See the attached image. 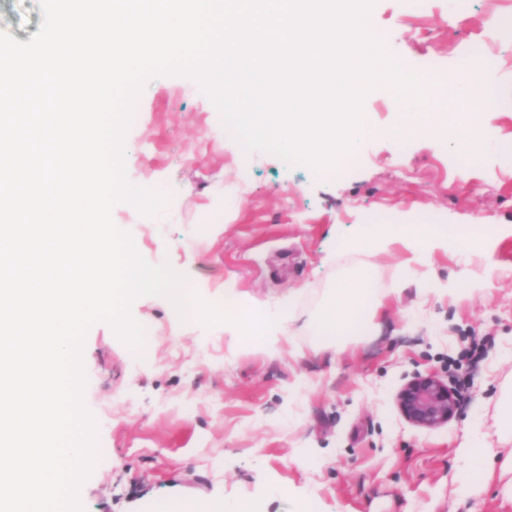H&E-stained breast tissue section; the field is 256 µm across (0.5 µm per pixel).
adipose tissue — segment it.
Wrapping results in <instances>:
<instances>
[{"label":"adipose tissue","mask_w":512,"mask_h":512,"mask_svg":"<svg viewBox=\"0 0 512 512\" xmlns=\"http://www.w3.org/2000/svg\"><path fill=\"white\" fill-rule=\"evenodd\" d=\"M447 241L448 236L443 231L422 224H375L353 240L352 245L356 248L368 245L382 252L397 246L404 248L410 256L404 261L403 269L411 277L424 254ZM389 294V289L375 287L371 267L345 270L335 286L328 289L322 307L309 316L306 325L322 347L342 349L372 323L383 298ZM286 318L285 312L272 313L242 303L235 313L225 316L224 330L232 336L241 333L251 336L258 349L274 356L285 340L283 323Z\"/></svg>","instance_id":"adipose-tissue-1"}]
</instances>
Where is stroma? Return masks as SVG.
Returning a JSON list of instances; mask_svg holds the SVG:
<instances>
[{
	"instance_id": "1",
	"label": "stroma",
	"mask_w": 512,
	"mask_h": 512,
	"mask_svg": "<svg viewBox=\"0 0 512 512\" xmlns=\"http://www.w3.org/2000/svg\"><path fill=\"white\" fill-rule=\"evenodd\" d=\"M375 0L371 24L392 60L415 74L454 66L474 42L496 68L494 111L470 84L426 88V113L378 88L363 101L370 126L348 169L315 177L254 152L241 180L239 145L208 97L182 75L144 87L125 142L135 185L163 190L148 217L128 203L112 218L149 263L169 262L205 302L235 288L246 304L296 296L279 354L232 340L223 325L182 321L160 296L131 315L150 330L132 357L104 322L85 337L83 402L94 416L98 463L79 488L84 512H158L173 494L206 497L224 512H512V437L498 413L512 396V0ZM42 22L36 0H0V30L25 42ZM470 151L455 165L460 107ZM224 222L214 225L216 215ZM367 224H435L448 246L425 255L413 279L401 252L349 249ZM486 224L481 253L468 229ZM495 268L486 275L485 264ZM372 265L376 285L398 287L375 327L342 352L319 347L297 317L314 312L346 269ZM454 388L456 415L435 429L409 423L396 396L418 374ZM480 447L475 473L472 447Z\"/></svg>"
}]
</instances>
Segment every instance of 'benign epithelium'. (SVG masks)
<instances>
[{
    "instance_id": "1",
    "label": "benign epithelium",
    "mask_w": 512,
    "mask_h": 512,
    "mask_svg": "<svg viewBox=\"0 0 512 512\" xmlns=\"http://www.w3.org/2000/svg\"><path fill=\"white\" fill-rule=\"evenodd\" d=\"M397 402L407 421L425 429L448 423L459 406L454 390L430 374H418L409 380L399 391Z\"/></svg>"
}]
</instances>
